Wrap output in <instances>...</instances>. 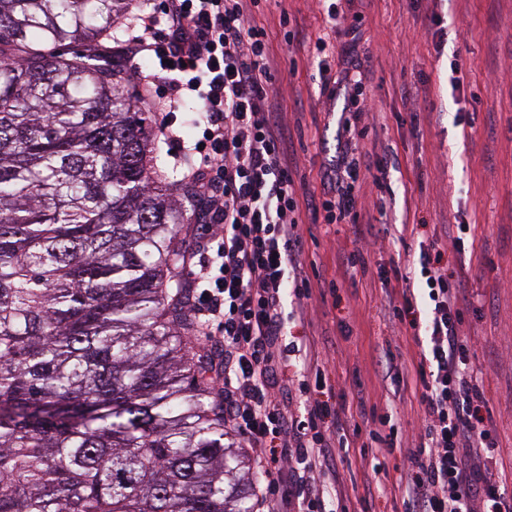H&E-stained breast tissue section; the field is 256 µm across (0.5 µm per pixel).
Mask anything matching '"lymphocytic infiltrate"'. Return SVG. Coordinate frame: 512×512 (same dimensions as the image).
Listing matches in <instances>:
<instances>
[{"instance_id": "f902f5d3", "label": "lymphocytic infiltrate", "mask_w": 512, "mask_h": 512, "mask_svg": "<svg viewBox=\"0 0 512 512\" xmlns=\"http://www.w3.org/2000/svg\"><path fill=\"white\" fill-rule=\"evenodd\" d=\"M261 2L161 0L126 46L130 56L159 61V72L144 77L148 88L164 92L155 117L213 226L196 255L192 311L197 335L224 339L215 379L224 395V429L241 440L264 477L251 510L346 512L335 484L318 477L335 469L340 449L356 446L379 457L380 446L393 443L381 433L391 418L380 417L364 441L350 440L320 399L324 379L309 373L310 347L282 341L286 295H293V311L302 319L312 289L300 262L301 204L269 36L247 22ZM311 56L322 90L342 84L358 112L370 113L364 96L368 70L356 54L337 56L320 36ZM188 99L200 107L192 119L199 129L193 142L176 128ZM339 134L341 151L321 169L313 207L327 224L383 207L377 190L387 173L386 158L361 151L349 120H341ZM370 168L377 175L367 191L360 179ZM419 266L397 276L398 315L409 313L416 296L426 305L427 348L413 366L423 417L405 450L404 498L413 512H512V492L486 471L494 441L481 427L485 394L469 365L463 333L466 275H449L425 250ZM284 386L302 403V412L287 409L280 397Z\"/></svg>"}]
</instances>
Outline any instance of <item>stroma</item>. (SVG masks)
I'll use <instances>...</instances> for the list:
<instances>
[{
	"instance_id": "1",
	"label": "stroma",
	"mask_w": 512,
	"mask_h": 512,
	"mask_svg": "<svg viewBox=\"0 0 512 512\" xmlns=\"http://www.w3.org/2000/svg\"><path fill=\"white\" fill-rule=\"evenodd\" d=\"M284 10L303 31L290 44L278 33ZM250 21L275 32L273 67L298 161L294 178L307 198L317 197L320 168L338 149V120L354 112L343 86L327 99L320 93L309 54L310 39L325 33L320 7L317 0H263ZM355 35L375 113L356 122L358 142L397 159L375 222L385 247L364 250V268L339 269L338 252L351 246L366 217L325 224L304 211L301 263L311 283L332 279L336 287L313 295L304 321H290L286 331L318 352L336 407L354 408V392L362 390L376 414H391L401 433H412L422 415L409 377L419 347L400 335L393 307L401 290L382 275L416 267L424 244L435 245L448 267L464 265L471 294L464 334L470 362L482 373L483 426L501 448L487 470L512 492V359L505 355L512 348V0H364L329 34L339 47ZM456 62L462 73L454 85ZM407 87L418 90L417 106L405 104ZM458 221L473 234L460 256L448 240ZM389 363L398 379H387ZM382 462L377 475L358 451L338 461L348 512H405L402 449Z\"/></svg>"
}]
</instances>
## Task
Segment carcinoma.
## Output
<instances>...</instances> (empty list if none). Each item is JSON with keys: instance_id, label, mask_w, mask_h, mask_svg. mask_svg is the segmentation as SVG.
Here are the masks:
<instances>
[{"instance_id": "1", "label": "carcinoma", "mask_w": 512, "mask_h": 512, "mask_svg": "<svg viewBox=\"0 0 512 512\" xmlns=\"http://www.w3.org/2000/svg\"><path fill=\"white\" fill-rule=\"evenodd\" d=\"M143 0H0V512H250L184 284L192 183L118 42Z\"/></svg>"}]
</instances>
